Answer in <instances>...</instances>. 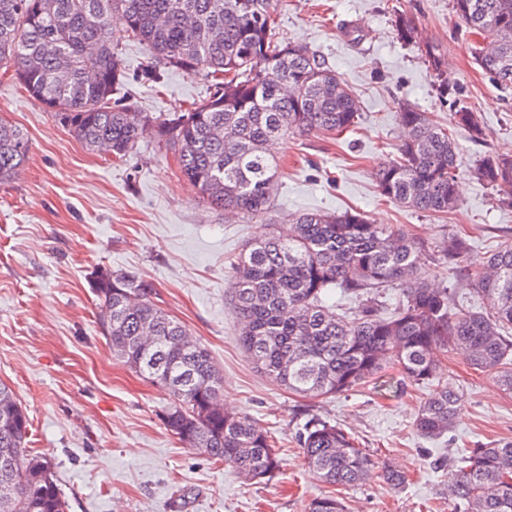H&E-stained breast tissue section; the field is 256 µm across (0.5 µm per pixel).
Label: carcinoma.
Returning <instances> with one entry per match:
<instances>
[{"mask_svg": "<svg viewBox=\"0 0 512 512\" xmlns=\"http://www.w3.org/2000/svg\"><path fill=\"white\" fill-rule=\"evenodd\" d=\"M273 0H0V69L12 71L43 110L92 150L121 159L147 127L178 151L181 173L205 203L235 216H266L279 167L266 144L288 134L338 135L355 130L358 104L319 55L274 40ZM452 13L477 37L473 58L502 89L512 87V0H452ZM147 44L155 62L141 73L148 84L161 70H204L213 92L187 112L157 123L114 98L125 79L112 47L114 25ZM393 31L417 45L440 77L450 125L405 105L406 132L396 154L373 171L381 196L431 215L458 204L457 144L449 126L483 136L478 113L457 104L444 79L439 48L419 38L414 21L394 19ZM30 144L0 121V182L25 164ZM476 179L512 186V158L486 157ZM424 241L374 224L356 209L312 210L248 243L231 263L228 304L240 326L238 343L268 378L305 397L347 394L398 364L412 386L431 393L413 421L416 433L439 440L452 433L463 395L440 375L436 353L462 352L477 370L512 391V239L483 258L466 239L448 236L439 258L479 293V310L455 303L456 288L430 281ZM98 323L112 352L169 392L162 414L180 443L224 462L246 481L280 470L275 438L252 418L224 408V380L210 351L152 300L153 286L134 273H92ZM388 288L401 289L384 312ZM355 298L350 316L330 301L336 290ZM30 419L12 389L0 383V496L11 512H68L55 467L26 448ZM298 442L317 480L351 488L377 472L392 489L405 476L359 446L336 422L310 419ZM435 467L447 470L457 512H512V440L478 444ZM309 512H345L334 496L312 501Z\"/></svg>", "mask_w": 512, "mask_h": 512, "instance_id": "carcinoma-1", "label": "carcinoma"}]
</instances>
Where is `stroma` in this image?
Listing matches in <instances>:
<instances>
[{
	"label": "stroma",
	"mask_w": 512,
	"mask_h": 512,
	"mask_svg": "<svg viewBox=\"0 0 512 512\" xmlns=\"http://www.w3.org/2000/svg\"><path fill=\"white\" fill-rule=\"evenodd\" d=\"M274 35L308 46L345 81L360 103L346 140L291 135L268 153L281 176L271 218L309 210L358 208L438 248L448 233L467 236L483 257L512 237V208L474 178L487 156H512V89L494 85L475 64L451 0H274ZM412 17L422 40L438 45L460 97L479 112L484 135L456 132L460 204L444 215L418 213L382 199L371 172L402 139L397 114L411 103L448 122L450 108L417 47L393 32L396 14ZM126 71L124 103L165 118L212 91L206 71L140 75L152 51L116 32ZM0 118L30 142L23 170L0 184V382L31 422L28 446L55 467L69 512H309L328 485L309 473L297 442L315 417L352 432L362 448L403 470L409 482L389 489L378 476L341 491L346 512H455L436 459L473 442L512 440V393L455 350L440 353L444 374L463 392L448 439L426 440L412 421L429 391L409 385L397 364L374 384L329 399L288 392L261 373L239 347V321L227 303L230 261L271 229L270 218L207 207L180 172L177 153L144 133L123 160L86 149L9 73H0ZM133 272L153 285V301L211 352L224 379V403L269 428L281 467L250 483L223 462L180 444L161 415L167 391L115 357L97 321L89 280L96 268Z\"/></svg>",
	"instance_id": "1"
}]
</instances>
